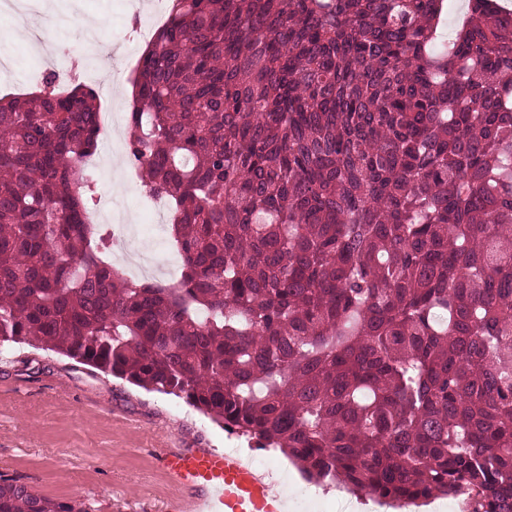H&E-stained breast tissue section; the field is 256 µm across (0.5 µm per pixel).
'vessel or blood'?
<instances>
[{
  "instance_id": "vessel-or-blood-1",
  "label": "vessel or blood",
  "mask_w": 512,
  "mask_h": 512,
  "mask_svg": "<svg viewBox=\"0 0 512 512\" xmlns=\"http://www.w3.org/2000/svg\"><path fill=\"white\" fill-rule=\"evenodd\" d=\"M163 469L180 487L197 492L178 512H283L268 484L239 458L211 450L168 448Z\"/></svg>"
}]
</instances>
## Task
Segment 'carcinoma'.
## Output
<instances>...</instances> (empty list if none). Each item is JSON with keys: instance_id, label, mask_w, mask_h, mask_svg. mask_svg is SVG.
<instances>
[{"instance_id": "1", "label": "carcinoma", "mask_w": 512, "mask_h": 512, "mask_svg": "<svg viewBox=\"0 0 512 512\" xmlns=\"http://www.w3.org/2000/svg\"><path fill=\"white\" fill-rule=\"evenodd\" d=\"M125 116L171 284L90 222L95 89L0 98V347L199 410L316 484L512 512V11L169 0ZM0 512H89L0 473Z\"/></svg>"}]
</instances>
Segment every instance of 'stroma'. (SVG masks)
<instances>
[{
	"instance_id": "stroma-1",
	"label": "stroma",
	"mask_w": 512,
	"mask_h": 512,
	"mask_svg": "<svg viewBox=\"0 0 512 512\" xmlns=\"http://www.w3.org/2000/svg\"><path fill=\"white\" fill-rule=\"evenodd\" d=\"M152 0H0V97L41 90L33 68L100 92L102 112H127V86L148 43L130 22ZM92 223L121 211L139 222V182L123 149L99 151ZM171 395L99 374L55 352L0 348V473L36 493L80 499L91 512H173L188 498L161 470L164 448L221 449L226 433Z\"/></svg>"
}]
</instances>
